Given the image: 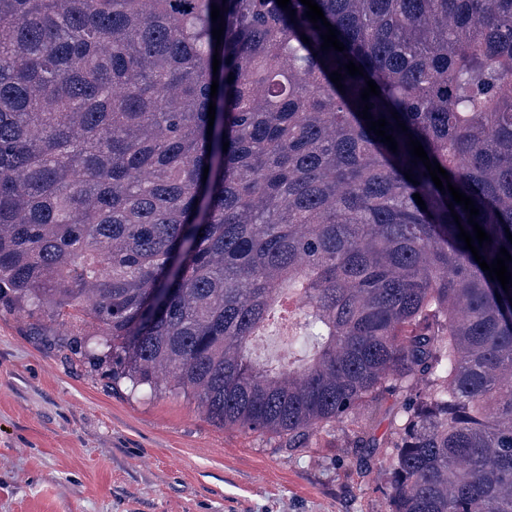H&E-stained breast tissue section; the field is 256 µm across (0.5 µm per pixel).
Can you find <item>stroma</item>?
I'll return each mask as SVG.
<instances>
[{
  "mask_svg": "<svg viewBox=\"0 0 512 512\" xmlns=\"http://www.w3.org/2000/svg\"><path fill=\"white\" fill-rule=\"evenodd\" d=\"M93 328L0 307V512H382L342 428L283 456L186 397L113 385Z\"/></svg>",
  "mask_w": 512,
  "mask_h": 512,
  "instance_id": "stroma-1",
  "label": "stroma"
}]
</instances>
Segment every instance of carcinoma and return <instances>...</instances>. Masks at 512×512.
I'll return each mask as SVG.
<instances>
[{
    "instance_id": "1",
    "label": "carcinoma",
    "mask_w": 512,
    "mask_h": 512,
    "mask_svg": "<svg viewBox=\"0 0 512 512\" xmlns=\"http://www.w3.org/2000/svg\"><path fill=\"white\" fill-rule=\"evenodd\" d=\"M315 2L344 51L300 0H0V301L81 314L113 384L285 457L338 424L366 476L389 449L384 512H512V284L408 146L512 255V0ZM287 290L288 360L261 363Z\"/></svg>"
}]
</instances>
